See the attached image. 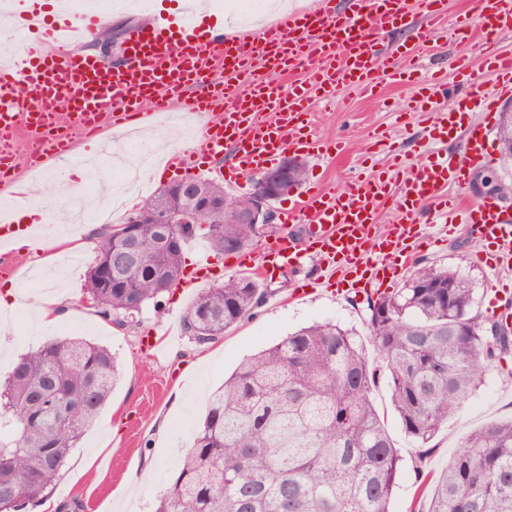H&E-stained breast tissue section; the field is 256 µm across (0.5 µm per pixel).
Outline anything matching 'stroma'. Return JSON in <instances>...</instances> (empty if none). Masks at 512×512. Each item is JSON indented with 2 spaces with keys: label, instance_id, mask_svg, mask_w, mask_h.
<instances>
[{
  "label": "stroma",
  "instance_id": "obj_1",
  "mask_svg": "<svg viewBox=\"0 0 512 512\" xmlns=\"http://www.w3.org/2000/svg\"><path fill=\"white\" fill-rule=\"evenodd\" d=\"M148 18L145 11L106 12L103 23L118 32V39L107 49L92 39L84 42L82 48L99 57L104 65L121 64L124 36L131 29L144 26ZM420 38L425 39L426 50L416 68L427 80L441 82L448 101L463 94L453 70L458 58L468 59L478 80L491 82L492 75L484 66L478 42H464L432 31L426 18L419 14L410 16L405 30L384 35L381 49L386 56L393 57L401 44L412 45ZM407 95L406 86L387 78L382 83L380 98L371 99L342 87L332 105H319L314 114V133L346 150L347 158L308 159L304 186L317 185L333 192L352 176L368 175L383 167L385 156L368 151V134L375 128L389 130L394 149L411 159L427 157L443 147L460 152L464 134H457L443 146L423 126L404 115ZM204 122V117L198 115L188 116L182 125L158 119L146 129L144 138L147 146L155 149L176 140L188 150L195 146V136ZM428 233L430 238L420 250V260L452 266L468 275L481 311L491 314L496 287L512 289V266L495 269L480 260L479 254L486 244L474 229L462 226L452 235L444 225L434 224ZM11 255L18 263L13 283H27L34 294L68 288L72 296L65 301L70 315L61 325L32 332L31 313L23 306L0 322V378L8 375L20 355L63 338L109 347L120 369L110 402L80 447L73 450L51 490L59 502L80 500L84 512H154L158 497L169 491L178 475L179 459L191 445L203 419L208 395L244 357L274 345L289 332L314 321L332 320L355 328L360 336L368 334V295L352 298L321 288L297 296V288L320 274L318 261L312 256L300 265L277 269L266 278L270 295L252 318L224 337L199 345L181 325L197 289L183 292L175 288L159 295L156 303L145 305L133 322L120 328L88 307L85 280L92 255H80L75 265L62 260L55 270L41 267L37 252L30 248H12ZM146 336L164 344V354L151 356L141 344ZM374 397L379 410L387 415L386 425L403 457V474L389 510L405 512L414 492L415 445L392 413L387 386H379ZM511 416L512 373H506L501 366H491L482 384L460 406L449 428L441 430L435 438L434 451L425 460L424 469L439 471L471 430Z\"/></svg>",
  "mask_w": 512,
  "mask_h": 512
}]
</instances>
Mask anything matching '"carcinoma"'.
I'll return each mask as SVG.
<instances>
[{
	"label": "carcinoma",
	"instance_id": "obj_1",
	"mask_svg": "<svg viewBox=\"0 0 512 512\" xmlns=\"http://www.w3.org/2000/svg\"><path fill=\"white\" fill-rule=\"evenodd\" d=\"M502 157L512 160V116L499 113ZM231 206L251 197L224 192ZM174 184L140 206L138 245L147 260L119 263L126 225L95 232L96 257L87 271L92 308L124 326L181 279L183 246L197 224H169L165 242L151 213ZM203 238L216 254L241 251L274 230L234 224L224 213ZM112 261V270L104 269ZM268 289L231 275L206 288L183 325L197 344L213 342L254 314ZM368 335L331 321L313 322L245 358L208 400L178 476L155 512H388L402 458L375 408L373 391L386 382L405 434L418 444V489L429 475V443L482 382L488 367L512 355V335L478 310L472 281L457 268L416 263L410 278L370 303ZM119 378L105 346L75 339L48 342L23 355L0 385V502L25 512L46 497L73 450L108 403ZM44 460L37 470L28 467ZM429 512H512V419L470 432L433 479Z\"/></svg>",
	"mask_w": 512,
	"mask_h": 512
}]
</instances>
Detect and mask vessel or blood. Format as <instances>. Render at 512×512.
<instances>
[{"label":"vessel or blood","mask_w":512,"mask_h":512,"mask_svg":"<svg viewBox=\"0 0 512 512\" xmlns=\"http://www.w3.org/2000/svg\"><path fill=\"white\" fill-rule=\"evenodd\" d=\"M475 4L478 26L464 20L459 26L484 46L483 59L495 82L485 86L468 74V62L459 61L457 68L465 73L464 109L484 116L467 128L463 151L397 161L392 170L353 177L336 193L309 188L285 214L284 223L304 226L309 250L321 258L323 286L339 283L356 294L368 286L388 288L415 259L429 222L452 230L471 225L495 246L494 265L512 262V211L494 197L460 207L448 195L449 188L466 187L473 167L490 162L486 144L494 111L512 97V53L496 49L499 36L512 30V0ZM416 10L432 28H446L442 0H351L343 10L336 0H314L308 11L203 40L197 33L199 11L191 4L182 15L158 14L149 28L132 31L124 64L111 69L95 57L55 49L96 34L102 24L98 15L58 11L49 20L42 0H0V12L12 20L11 35L26 43L24 54L0 64V183L9 182L22 163L70 161L75 138L105 125H126L133 115L139 124L150 125L157 110L177 98L183 99L184 111L203 115L205 123L196 148L173 154L175 168H201L230 144L235 162L223 178L238 185L288 151L323 158L322 143L308 132L316 102L333 98L341 85L375 94L385 77L412 88L421 85L420 48L406 50L395 61L377 48L382 32ZM173 27L180 34L176 45L166 35ZM21 83L29 90L23 102L16 98ZM407 109L439 137L458 127L454 111L441 107L437 95L410 98ZM388 204L396 218L377 231L380 210ZM427 204L433 210L426 220L422 208ZM297 258L286 236L257 270L266 276Z\"/></svg>","instance_id":"b4317fda"}]
</instances>
